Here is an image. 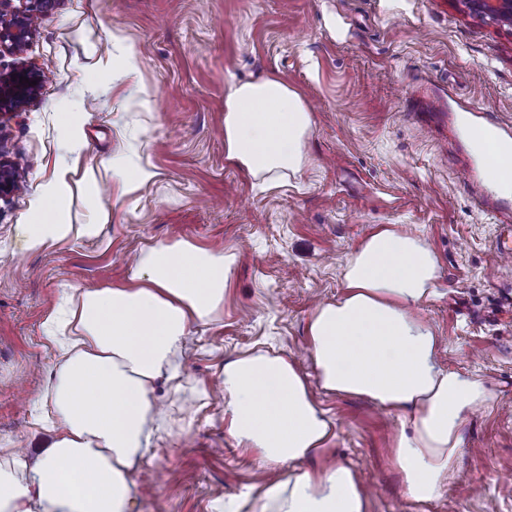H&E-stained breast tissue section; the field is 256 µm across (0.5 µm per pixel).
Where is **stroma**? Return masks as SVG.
Instances as JSON below:
<instances>
[{
  "label": "stroma",
  "instance_id": "1",
  "mask_svg": "<svg viewBox=\"0 0 512 512\" xmlns=\"http://www.w3.org/2000/svg\"><path fill=\"white\" fill-rule=\"evenodd\" d=\"M12 4L33 36L0 53V71L36 67L44 79L34 100L0 117V153L18 161L24 185L0 200V448L34 455L49 439L58 353L44 323L63 293L123 284L141 251L187 239L237 263L223 316L193 325L179 356L182 391L156 387L166 430L135 477L133 512H258L249 491L261 458L227 437L224 406L208 391L227 360L259 347L311 377L334 423L310 467L350 466L370 512H417L392 462L405 416L322 390L306 336L315 305L340 295L351 252L387 226L438 257L436 293L419 309L443 342L438 363L478 377L495 398L469 416L431 512H512V260L499 257L497 223L457 174L465 156L454 132L421 127L409 90L422 74L512 120V32L450 0ZM268 76L301 96L313 126L304 169L261 186L224 159V97L230 82ZM116 159L153 180L124 193ZM50 184L72 230L24 249L20 229ZM87 224L97 235H83Z\"/></svg>",
  "mask_w": 512,
  "mask_h": 512
}]
</instances>
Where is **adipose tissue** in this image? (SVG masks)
<instances>
[{
    "label": "adipose tissue",
    "mask_w": 512,
    "mask_h": 512,
    "mask_svg": "<svg viewBox=\"0 0 512 512\" xmlns=\"http://www.w3.org/2000/svg\"><path fill=\"white\" fill-rule=\"evenodd\" d=\"M311 124L280 80L231 84L225 158L264 181L300 172ZM235 263L189 240L158 242L130 265L125 285L78 294L60 344L53 438L33 458L0 448V512H131L133 474L159 413L155 383L178 380L175 359L190 326L223 314ZM436 276V257L420 238L379 229L348 258L342 296L316 307L307 324L324 390L410 415L393 461L420 512L454 474L470 414L493 402L481 380L437 363L438 340L416 316ZM224 423L276 474L262 487L259 512H367L351 468H306L333 423L287 357L255 350L225 363Z\"/></svg>",
    "instance_id": "adipose-tissue-1"
}]
</instances>
